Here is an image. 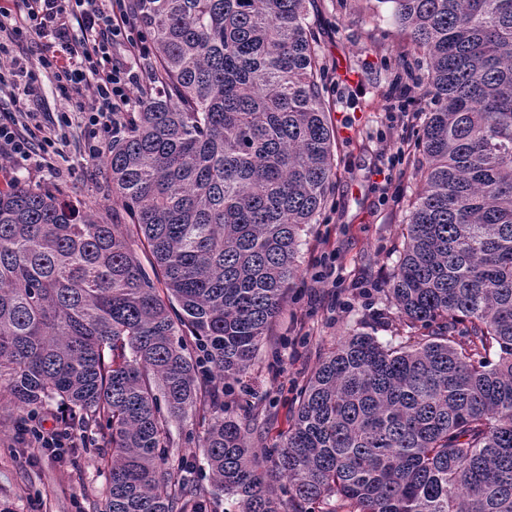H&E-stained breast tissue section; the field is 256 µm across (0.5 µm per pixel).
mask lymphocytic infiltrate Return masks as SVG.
Instances as JSON below:
<instances>
[{"mask_svg": "<svg viewBox=\"0 0 512 512\" xmlns=\"http://www.w3.org/2000/svg\"><path fill=\"white\" fill-rule=\"evenodd\" d=\"M23 41L35 45L37 59L7 53V44ZM117 44L127 58L114 57ZM152 55L130 0H0V92L33 97L41 74L50 75L57 96L79 105L89 161L102 159L122 133L137 107L133 89L151 78ZM54 146L38 125L0 116V150L11 159L35 164Z\"/></svg>", "mask_w": 512, "mask_h": 512, "instance_id": "1", "label": "lymphocytic infiltrate"}]
</instances>
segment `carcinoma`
<instances>
[{
  "label": "carcinoma",
  "instance_id": "obj_1",
  "mask_svg": "<svg viewBox=\"0 0 512 512\" xmlns=\"http://www.w3.org/2000/svg\"><path fill=\"white\" fill-rule=\"evenodd\" d=\"M313 2L132 0L152 83L103 161L112 217L0 189V400L96 429L106 512H207L168 463L188 415L237 512H285L273 481L292 512H512V0H378L427 67L387 288L408 335L339 339L272 448L224 415L336 176Z\"/></svg>",
  "mask_w": 512,
  "mask_h": 512
}]
</instances>
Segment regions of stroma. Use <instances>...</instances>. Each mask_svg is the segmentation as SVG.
I'll return each instance as SVG.
<instances>
[{"mask_svg":"<svg viewBox=\"0 0 512 512\" xmlns=\"http://www.w3.org/2000/svg\"><path fill=\"white\" fill-rule=\"evenodd\" d=\"M309 22L336 129V179L326 209L300 247L302 278L289 290L247 378L224 388L226 412L255 415L252 439L268 448L287 431L299 389L335 341L355 330L383 341L391 336L379 319L389 310L385 296L376 291L364 297L360 283L387 284L403 246L401 229L417 179L412 165L397 164L394 157L415 143L427 109L417 96L407 113L386 107L401 84H413L422 62L406 50L387 10L368 9L366 0H316ZM28 107L42 126L56 130L60 151L39 171L5 161L0 188L19 181L59 189L85 205L106 204L103 164L85 160L80 127L57 125L59 112H75V105L57 97L46 82ZM326 252L337 255L339 282L313 284L315 261ZM17 419L15 408L0 406V512H105L108 486L96 446L58 456L19 434Z\"/></svg>","mask_w":512,"mask_h":512,"instance_id":"obj_1","label":"stroma"}]
</instances>
